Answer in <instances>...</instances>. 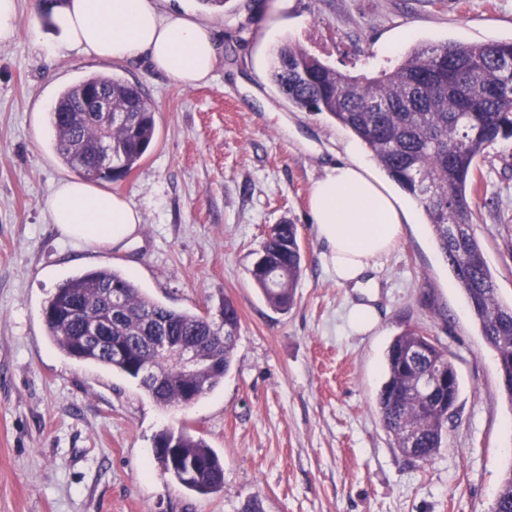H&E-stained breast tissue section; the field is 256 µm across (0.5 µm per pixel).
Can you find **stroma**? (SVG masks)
<instances>
[{"mask_svg": "<svg viewBox=\"0 0 512 512\" xmlns=\"http://www.w3.org/2000/svg\"><path fill=\"white\" fill-rule=\"evenodd\" d=\"M43 0H18L0 43V512H490L512 466V401L426 215L386 260L367 332L346 319L351 289L326 271L308 211L314 183L353 135L291 107L268 76L289 43L352 76L373 77L418 43L512 41V0H227L213 15L222 54L208 84L178 87L139 60L50 55ZM92 73L141 86L156 135L138 168L101 187L140 210L128 249L63 238L46 199L73 173L57 158L49 112ZM474 230L500 299L512 301V140L488 147L469 189ZM295 224L304 271L288 312L250 270L271 228ZM122 270L155 301L241 318L232 368L178 410L137 382L65 356L43 309L84 271ZM437 338L460 380L457 416L434 459L410 463L384 429L385 352L406 328ZM188 428L224 462V490L201 495L163 475L154 439Z\"/></svg>", "mask_w": 512, "mask_h": 512, "instance_id": "obj_1", "label": "stroma"}]
</instances>
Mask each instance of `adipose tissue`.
I'll return each instance as SVG.
<instances>
[{"mask_svg":"<svg viewBox=\"0 0 512 512\" xmlns=\"http://www.w3.org/2000/svg\"><path fill=\"white\" fill-rule=\"evenodd\" d=\"M59 41L51 53L74 52L106 60L143 59L178 86L209 82L220 59L217 30L205 15L171 0H58L49 13ZM349 160L327 166L314 183L309 212L337 283L360 290L347 319L365 331L378 318L376 274L415 218L413 204L373 174L356 145ZM53 224L67 239L126 247L137 239L139 210L91 183L64 179L46 199Z\"/></svg>","mask_w":512,"mask_h":512,"instance_id":"adipose-tissue-1","label":"adipose tissue"}]
</instances>
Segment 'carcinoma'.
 Masks as SVG:
<instances>
[{
	"mask_svg": "<svg viewBox=\"0 0 512 512\" xmlns=\"http://www.w3.org/2000/svg\"><path fill=\"white\" fill-rule=\"evenodd\" d=\"M271 81L294 107L325 113L351 131L387 175L412 195L428 216L435 241L464 291L472 318L496 353L500 377L512 401V303L498 298L483 247L473 231L468 201L476 161L499 140L512 139V42L442 43L413 46L389 70L363 81L343 74L302 48L280 46L269 70ZM101 91L112 112L125 119L105 128L108 115L78 108ZM54 151L74 173L90 180L113 181L97 168L102 143L112 144V161L126 176L138 167L156 133L155 112L138 85L112 74L94 73L64 88L51 112ZM263 259L250 270L268 304L279 311L294 303L303 272V256L294 224L271 228ZM122 309L111 313L113 294ZM220 368L198 387L178 370L170 356H158L153 344L164 337L204 348L215 343L214 319L195 311L162 305L118 270L100 267L60 284L44 308L53 344L66 356L101 365L138 382L156 404L175 408L214 390L230 371L240 331V315L228 299ZM128 355L117 358L112 346ZM150 359L161 381L142 377L136 364ZM441 364L455 366L438 341L407 328L386 353L387 378L378 394L381 422L396 447L414 463H427L447 430L448 390L428 397L412 394V379ZM174 444L176 457L155 454L163 473L201 495L224 491V465L200 437L181 429L158 435ZM490 512H512V466L501 476Z\"/></svg>",
	"mask_w": 512,
	"mask_h": 512,
	"instance_id": "obj_1",
	"label": "carcinoma"
}]
</instances>
